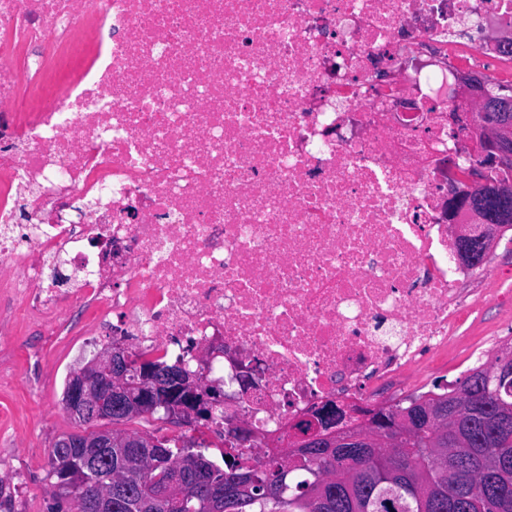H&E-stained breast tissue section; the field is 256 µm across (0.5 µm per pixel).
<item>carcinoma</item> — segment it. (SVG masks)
Returning a JSON list of instances; mask_svg holds the SVG:
<instances>
[{"label": "carcinoma", "instance_id": "carcinoma-1", "mask_svg": "<svg viewBox=\"0 0 512 512\" xmlns=\"http://www.w3.org/2000/svg\"><path fill=\"white\" fill-rule=\"evenodd\" d=\"M493 116L512 119L508 95L489 100L479 113L481 126ZM128 378L139 380L144 366L181 369L161 357L128 354ZM504 372L470 370L429 398L409 397L375 421L393 430L401 451L386 448H301L302 462L290 469L272 455L260 475L223 512H499L503 493L512 498V349L495 357ZM166 412L137 409L112 416V433L133 440L143 436L117 426ZM158 451L149 461L126 448L112 449V469L92 471L89 448L53 446L48 478L57 488L52 512H87L84 487L92 479L104 487L122 488L112 512H173L160 497L162 479L176 466L190 475L197 465L212 480L224 483L230 471L246 475L250 467L233 448L218 466L206 455L211 443L180 444L175 437L151 435Z\"/></svg>", "mask_w": 512, "mask_h": 512}]
</instances>
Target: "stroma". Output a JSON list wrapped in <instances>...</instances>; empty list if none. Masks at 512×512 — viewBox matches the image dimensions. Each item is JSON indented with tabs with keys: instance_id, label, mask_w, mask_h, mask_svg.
I'll list each match as a JSON object with an SVG mask.
<instances>
[{
	"instance_id": "35a3bbf8",
	"label": "stroma",
	"mask_w": 512,
	"mask_h": 512,
	"mask_svg": "<svg viewBox=\"0 0 512 512\" xmlns=\"http://www.w3.org/2000/svg\"><path fill=\"white\" fill-rule=\"evenodd\" d=\"M491 256L498 272L484 283L488 301L470 310L460 340L448 346L447 362L426 365L429 377H437L445 364H460L468 345L506 335L512 326V241L496 243ZM96 323L90 308L68 313L63 324L31 323L20 308L0 315V456L10 461L0 479L10 486L11 512H47L53 502L50 453L56 440L78 429L63 405L66 381L95 352L112 346L105 337L95 350H83V336Z\"/></svg>"
}]
</instances>
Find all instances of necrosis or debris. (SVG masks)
<instances>
[{
  "label": "necrosis or debris",
  "instance_id": "1",
  "mask_svg": "<svg viewBox=\"0 0 512 512\" xmlns=\"http://www.w3.org/2000/svg\"><path fill=\"white\" fill-rule=\"evenodd\" d=\"M503 60L512 0H0V288L122 314L252 462L325 402L423 395L496 272L448 168Z\"/></svg>",
  "mask_w": 512,
  "mask_h": 512
}]
</instances>
